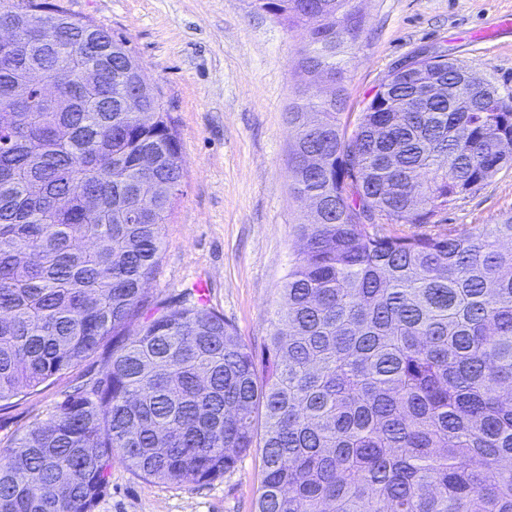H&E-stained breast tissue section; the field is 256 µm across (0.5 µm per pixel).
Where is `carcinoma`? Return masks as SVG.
<instances>
[{"instance_id": "obj_1", "label": "carcinoma", "mask_w": 512, "mask_h": 512, "mask_svg": "<svg viewBox=\"0 0 512 512\" xmlns=\"http://www.w3.org/2000/svg\"><path fill=\"white\" fill-rule=\"evenodd\" d=\"M307 41L288 109L298 225L263 357L195 294L133 335L184 177L159 88L127 41L55 0H0V402L99 356L103 376L0 448V512H92L119 458L148 480L204 483L255 448V512H512V216L437 217L512 165V112L460 62L419 72L461 88L420 110L394 76L354 116L341 50L354 0H252ZM60 36L40 48L45 24ZM51 75L100 71L42 104ZM335 85L319 98L317 77ZM142 89L150 120L128 112ZM112 349H107V343Z\"/></svg>"}]
</instances>
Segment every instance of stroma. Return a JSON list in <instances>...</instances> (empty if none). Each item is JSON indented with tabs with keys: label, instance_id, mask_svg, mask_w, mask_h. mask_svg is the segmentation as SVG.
I'll use <instances>...</instances> for the list:
<instances>
[{
	"label": "stroma",
	"instance_id": "stroma-1",
	"mask_svg": "<svg viewBox=\"0 0 512 512\" xmlns=\"http://www.w3.org/2000/svg\"><path fill=\"white\" fill-rule=\"evenodd\" d=\"M74 16L126 39L157 85L182 144L183 193L164 229L159 266L141 318L180 293H200L256 351L283 304L307 207L289 172L288 108L305 77L306 41L252 0H60ZM364 17L346 65L351 112L420 55L445 56L501 93L512 91V0H356ZM512 215V167L458 200L439 221L460 229ZM94 357L51 385L0 407V447L55 412L73 387L99 377ZM263 479L260 450L206 484L142 479L113 462L93 512H254Z\"/></svg>",
	"mask_w": 512,
	"mask_h": 512
}]
</instances>
